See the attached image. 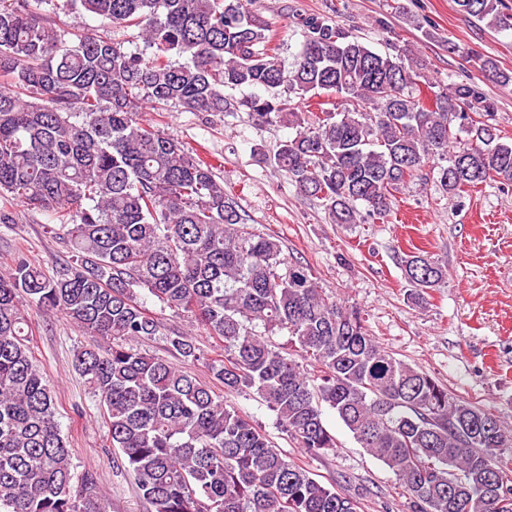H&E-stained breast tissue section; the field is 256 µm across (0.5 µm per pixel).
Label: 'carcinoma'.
Returning a JSON list of instances; mask_svg holds the SVG:
<instances>
[{
  "mask_svg": "<svg viewBox=\"0 0 512 512\" xmlns=\"http://www.w3.org/2000/svg\"><path fill=\"white\" fill-rule=\"evenodd\" d=\"M512 33L502 0H454ZM252 0H63L62 9L133 28L129 52L106 34L53 27L32 0H0V199L53 215L69 260L47 273L23 259L0 276V512H108L96 474L74 478L55 397L37 365L23 303L99 337L75 369L99 401L149 512H358V501L289 461L262 427L215 391L252 392L310 456L336 448L334 409L398 477L410 512H512V432L439 378L379 345L362 313L331 299L281 242L247 223L216 166L138 121L157 112L249 113L294 137L272 162L336 224L383 220L429 166L458 198L512 183V141L481 86L441 87L397 47L372 50L325 17L299 23L289 65ZM498 84L512 71L486 56ZM260 87L235 98L227 89ZM345 102L300 112L307 93ZM399 265L407 299L428 304L446 268L418 252ZM198 322L224 354L143 305ZM284 332L288 346L267 336ZM164 339L203 381L132 343Z\"/></svg>",
  "mask_w": 512,
  "mask_h": 512,
  "instance_id": "cac0c4a2",
  "label": "carcinoma"
}]
</instances>
